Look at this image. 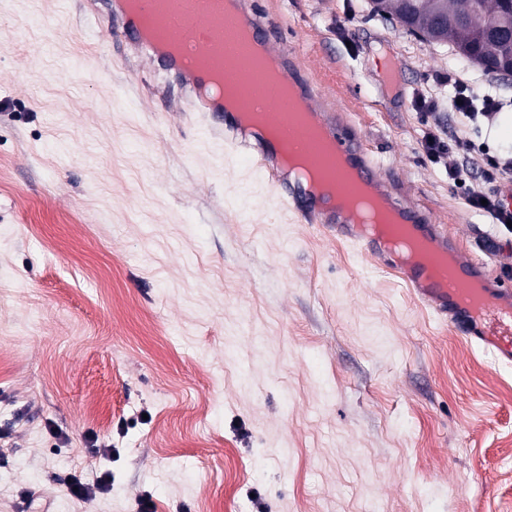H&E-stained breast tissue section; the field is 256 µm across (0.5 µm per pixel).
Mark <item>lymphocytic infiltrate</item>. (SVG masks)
Segmentation results:
<instances>
[{"label": "lymphocytic infiltrate", "mask_w": 512, "mask_h": 512, "mask_svg": "<svg viewBox=\"0 0 512 512\" xmlns=\"http://www.w3.org/2000/svg\"><path fill=\"white\" fill-rule=\"evenodd\" d=\"M445 95L437 91L418 89L415 104L422 114L436 111L443 103H451L461 126L459 133L442 136L435 129H427L423 136L424 153L431 164L444 165L449 185L467 180L466 204L485 216L502 240L512 239V208L504 200V190L512 185V159L482 154L475 155V144L463 130L468 126L486 124L493 126L506 102L492 86L476 90L474 82L448 77L441 80ZM457 155L458 163L448 164L449 155Z\"/></svg>", "instance_id": "1"}]
</instances>
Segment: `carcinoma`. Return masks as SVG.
<instances>
[{
    "label": "carcinoma",
    "mask_w": 512,
    "mask_h": 512,
    "mask_svg": "<svg viewBox=\"0 0 512 512\" xmlns=\"http://www.w3.org/2000/svg\"><path fill=\"white\" fill-rule=\"evenodd\" d=\"M382 13L431 43H452L455 51L486 72L499 74L512 60V38L497 37L487 22L512 17L508 0H382Z\"/></svg>",
    "instance_id": "1"
}]
</instances>
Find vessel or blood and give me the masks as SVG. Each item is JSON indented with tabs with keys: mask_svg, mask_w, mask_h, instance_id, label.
<instances>
[{
	"mask_svg": "<svg viewBox=\"0 0 512 512\" xmlns=\"http://www.w3.org/2000/svg\"><path fill=\"white\" fill-rule=\"evenodd\" d=\"M181 2L188 17L199 23L224 9V0ZM241 6L249 20L254 43L275 54L285 79L298 90L302 105L315 107L314 102L323 91L321 78L301 68L299 50L279 40V26L273 18L256 12L249 0H242ZM107 16L116 37L160 63L165 81L175 83L181 91L182 109L195 114L207 125L215 141L223 145L226 160L237 164L247 154L258 153L257 172L272 174L262 185L263 202L303 215H319L321 224L335 231L337 238L353 243L363 253L396 270L424 305L448 321L471 343L491 351L499 363H512L511 282L505 281L490 289L488 298H467V281L482 276L481 268L472 262L462 261L456 269L449 271L446 280H434L426 265L407 262L390 250L383 238L365 233L360 225L348 223L335 206L326 197L317 195L302 177L292 174L284 180L274 176L273 171L279 165L277 146L262 132L244 126L238 113L225 109L223 100L212 90L208 67L194 64L191 55L178 56L150 42L139 15L130 8L129 0H110ZM315 109L321 125L345 155L356 182L374 187L383 196L390 197L389 177L381 173L377 161L352 136L349 126L332 122L325 109ZM391 206L400 220V229L413 231L438 251H455L456 245L449 239L447 229L433 224L423 208L396 199H392Z\"/></svg>",
	"mask_w": 512,
	"mask_h": 512,
	"instance_id": "obj_1",
	"label": "vessel or blood"
}]
</instances>
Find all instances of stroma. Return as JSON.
<instances>
[{
	"mask_svg": "<svg viewBox=\"0 0 512 512\" xmlns=\"http://www.w3.org/2000/svg\"><path fill=\"white\" fill-rule=\"evenodd\" d=\"M254 6L397 195L501 267L422 149L454 114L413 98L481 68L370 0ZM105 15L0 0V512H512V368L319 224L255 212L258 181ZM112 484L111 477L108 474H104V477L98 482L96 487L91 488L88 485L84 484L79 477L73 475L69 478L67 488L69 493L82 500H86L92 497L96 490L98 491H108Z\"/></svg>",
	"mask_w": 512,
	"mask_h": 512,
	"instance_id": "35a3bbf8",
	"label": "stroma"
}]
</instances>
